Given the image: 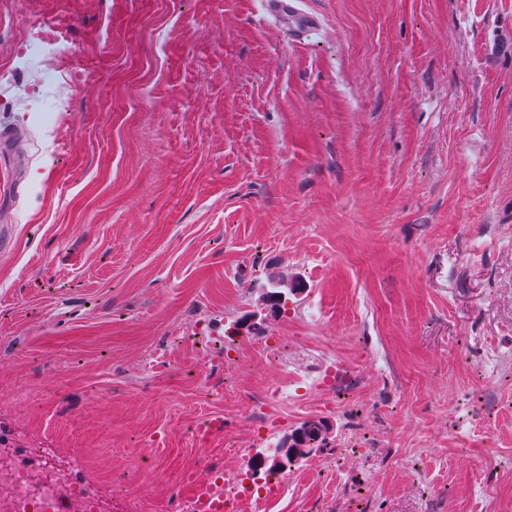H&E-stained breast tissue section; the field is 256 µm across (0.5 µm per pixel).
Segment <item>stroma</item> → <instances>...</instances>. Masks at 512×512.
<instances>
[{"label":"stroma","mask_w":512,"mask_h":512,"mask_svg":"<svg viewBox=\"0 0 512 512\" xmlns=\"http://www.w3.org/2000/svg\"><path fill=\"white\" fill-rule=\"evenodd\" d=\"M294 6L0 0V438L171 512L321 416L268 512H512V0ZM265 289L267 291L265 292L264 307L288 313L287 304L290 301L289 296L294 295L293 292L296 291V288H288V276H271ZM284 400L283 389L277 382L268 383L251 410L252 420L260 427H267L278 421L282 416Z\"/></svg>","instance_id":"obj_1"}]
</instances>
